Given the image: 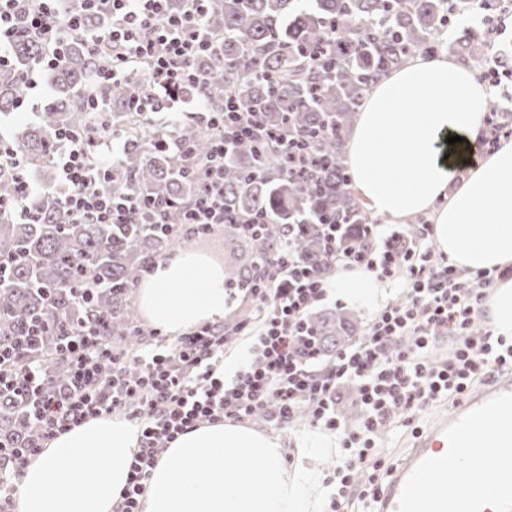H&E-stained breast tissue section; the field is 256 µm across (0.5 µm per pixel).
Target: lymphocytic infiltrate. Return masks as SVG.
I'll list each match as a JSON object with an SVG mask.
<instances>
[{
	"label": "lymphocytic infiltrate",
	"mask_w": 512,
	"mask_h": 512,
	"mask_svg": "<svg viewBox=\"0 0 512 512\" xmlns=\"http://www.w3.org/2000/svg\"><path fill=\"white\" fill-rule=\"evenodd\" d=\"M70 2L0 0V63L15 37L31 33L47 48L46 64H58L71 36L81 32L83 16L110 9L111 27L89 39L90 45L113 48L112 62L99 70L98 83L124 82L133 64H143L144 81L169 97L165 126L175 130L181 118L178 91L195 77L192 60L211 46L204 31L212 0H185L178 12L170 10L169 0H80L77 13ZM218 122L220 133L205 159L186 157L201 188L189 224L229 223L224 155L238 138H247L260 153L283 145L289 171L300 176L315 175L325 166L306 142H277L263 113L242 110L234 101L225 102ZM119 144L114 131L88 140L71 136L64 143L58 186L71 219L98 224L161 219V201L144 195L115 197L103 190L99 172L115 163ZM321 230L334 265L359 267L403 288L401 301L381 310L356 342L332 357L314 354L307 343L308 316L327 300L328 280L297 264L286 245L260 259L264 279L239 291L260 316V327L247 322L227 331L207 323L173 339L155 336L152 350L130 356L109 355L107 346L79 331L65 346L71 362L68 379L54 387L33 364L17 365L11 352L0 353V392L15 397L31 425L26 447L0 454V512H10L15 477L47 441L87 419L116 412L134 421L141 435L128 485L113 512H138L159 453L177 435L203 422L246 421L262 409L274 427H290L303 418L336 434L340 461L330 512H340L356 496L376 499L391 466L379 448L382 432L394 424L411 427L428 408L512 372V344L476 324L493 283L490 274L464 275L446 257L435 255L430 225H420L411 236L387 224L367 225L366 244L358 250L342 247L335 225ZM232 335H251L255 341L246 361L227 376L218 364ZM443 345L447 353L435 356ZM105 355L112 358L108 373L99 365ZM132 367L137 370L133 376L128 373ZM346 385L354 388L358 406L351 423L336 406Z\"/></svg>",
	"instance_id": "obj_1"
}]
</instances>
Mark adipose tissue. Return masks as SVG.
Wrapping results in <instances>:
<instances>
[{
	"instance_id": "adipose-tissue-1",
	"label": "adipose tissue",
	"mask_w": 512,
	"mask_h": 512,
	"mask_svg": "<svg viewBox=\"0 0 512 512\" xmlns=\"http://www.w3.org/2000/svg\"><path fill=\"white\" fill-rule=\"evenodd\" d=\"M490 88L450 56L417 57L380 82L360 107L347 161L359 195L398 221L433 211V238L457 267L497 278L485 304L496 335L512 336V141L481 150ZM456 144H449V137ZM465 178H458L459 170ZM329 295L373 310L391 290L375 274L331 279ZM143 316L171 334L222 319L224 272L187 252L163 260L138 289ZM139 429L104 415L50 440L14 483L15 512H112L138 451ZM288 453L279 438L225 420L172 440L140 512H326L334 489L320 466L334 436L308 430Z\"/></svg>"
}]
</instances>
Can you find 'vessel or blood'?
Returning <instances> with one entry per match:
<instances>
[{
  "label": "vessel or blood",
  "mask_w": 512,
  "mask_h": 512,
  "mask_svg": "<svg viewBox=\"0 0 512 512\" xmlns=\"http://www.w3.org/2000/svg\"><path fill=\"white\" fill-rule=\"evenodd\" d=\"M512 375L471 391L420 430L391 471L373 512H512Z\"/></svg>",
  "instance_id": "1"
}]
</instances>
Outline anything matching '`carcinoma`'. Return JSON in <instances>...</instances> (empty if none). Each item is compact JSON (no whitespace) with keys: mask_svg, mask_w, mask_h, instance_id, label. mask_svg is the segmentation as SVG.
<instances>
[{"mask_svg":"<svg viewBox=\"0 0 512 512\" xmlns=\"http://www.w3.org/2000/svg\"><path fill=\"white\" fill-rule=\"evenodd\" d=\"M478 11L481 23L458 24L448 36V16L461 18ZM493 0H215L208 15V36L214 48L193 62L203 78L182 86L180 94L199 103L176 129L195 155L203 156L212 140V118L231 98L243 109L258 108L268 126L288 137L304 139L328 159L319 187L306 177L291 176L275 156H260L250 143L231 148L224 158V211L258 216L267 221L257 234L224 225V288L232 293L245 280L261 276L259 258L274 254L288 226L291 249L299 264L328 275L334 269L318 224L338 226V238L351 248L364 245V225L372 219L355 197L345 157V131L363 97L391 71L416 53L441 48L478 64L488 43L484 34L497 25ZM335 40L320 66L310 53ZM44 46L19 37L10 61L0 64V114L23 99L22 74L41 62ZM112 49L92 54L81 36L64 47L59 65L45 67L54 90L37 113V121L19 128L11 147L22 167L0 164V203L16 196L19 180L31 170L53 166L59 155L56 134L88 131L107 123L122 137L116 163L101 175V186L117 196L145 194L171 207L162 224H74L56 186L26 202L33 219L17 218L13 209L0 210V349L9 347L22 362L42 367L53 384L68 375L67 360L57 350L60 340L95 323L103 342L126 352L140 336L133 290L158 258L177 253L211 230L187 231L185 214L195 204L196 182L180 170L183 158L162 145L166 130L158 117L133 112L131 94L160 91L134 74L112 86H97L98 65L109 61ZM104 99L108 111H91L83 91ZM83 283L87 300L74 285ZM41 325L31 337L32 322ZM315 351L329 354L356 336L358 328L340 310L315 314ZM30 431L9 396H0V443L20 447Z\"/></svg>","mask_w":512,"mask_h":512,"instance_id":"cac0c4a2","label":"carcinoma"}]
</instances>
